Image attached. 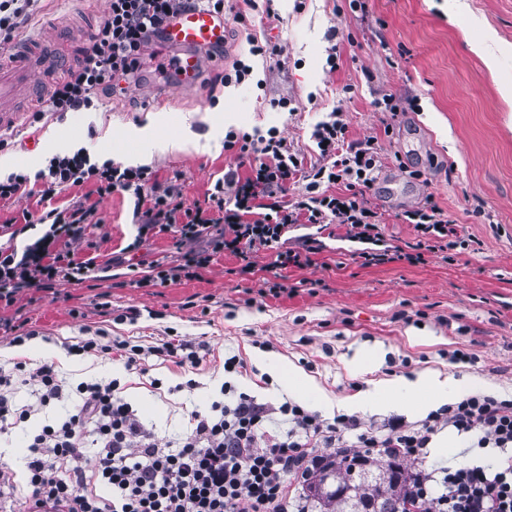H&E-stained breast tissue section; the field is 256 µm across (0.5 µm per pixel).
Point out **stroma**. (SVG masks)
I'll return each mask as SVG.
<instances>
[{
  "label": "stroma",
  "mask_w": 512,
  "mask_h": 512,
  "mask_svg": "<svg viewBox=\"0 0 512 512\" xmlns=\"http://www.w3.org/2000/svg\"><path fill=\"white\" fill-rule=\"evenodd\" d=\"M458 23H449L444 0H366L354 13L348 0H275L277 19L253 12L247 25L230 23L225 48L206 56L203 91L172 88L165 108H152L151 67H143L126 90L102 94L96 108L21 120L12 142L0 148L9 172L34 171L58 153L69 136L90 156L130 164L131 128H148L156 138L197 136L207 150L192 147L157 152L148 160L158 180L178 179L186 205L204 201L232 159L224 152L228 130L277 128L304 158L317 159L310 138L324 113L343 106L347 137H376L383 167L368 199L381 220L388 244H413L404 211L434 201L455 220L460 236L475 239L474 251L454 261L426 255L423 263L363 265L356 243L322 235L313 266L284 269L293 288L274 296L261 289L273 277L275 250L254 256L255 270L239 273L230 254L217 258L201 278L165 288L126 284V265L114 257L134 235L131 193L117 192L99 205L102 228H89L80 257L95 258L97 279L62 285L1 309L36 331L19 347L0 345V363L22 358L31 364L53 358L76 381H126L124 396L149 429L163 440L178 438L191 411H207L222 400L227 357L240 355L243 373L228 380L238 391L272 406L288 400L277 367L303 372L323 399L315 410L330 420L344 403L373 382L421 372L474 376L512 397V103L500 93L512 84V53L488 69L472 49L487 33L512 44V0H466ZM103 0H48L36 17L32 37L56 28L93 35L103 19ZM342 48L340 65L326 64L328 33ZM281 47V55L248 54L247 34ZM248 61L252 78L217 87L215 75ZM384 93L417 100L415 111L390 114L374 106ZM278 98L295 100L296 112L271 109ZM420 178H412V171ZM104 329L113 336H138L158 345L168 333L206 341L209 352L198 370L187 373L151 356L147 375H127L109 356H67L62 344ZM375 348L380 362L361 369L354 363ZM457 349L470 364H453ZM161 379L165 393L150 386Z\"/></svg>",
  "instance_id": "1"
}]
</instances>
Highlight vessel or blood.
Segmentation results:
<instances>
[{"instance_id": "vessel-or-blood-1", "label": "vessel or blood", "mask_w": 512, "mask_h": 512, "mask_svg": "<svg viewBox=\"0 0 512 512\" xmlns=\"http://www.w3.org/2000/svg\"><path fill=\"white\" fill-rule=\"evenodd\" d=\"M225 37L223 15L190 9L175 14L157 42L178 52L179 87L196 90L203 68L202 51L223 44ZM56 73V58L48 44H26L17 62L0 65V131L16 125L24 110V98L36 97Z\"/></svg>"}]
</instances>
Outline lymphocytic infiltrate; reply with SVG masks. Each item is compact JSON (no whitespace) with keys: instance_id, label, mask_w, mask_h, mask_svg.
Here are the masks:
<instances>
[{"instance_id":"obj_1","label":"lymphocytic infiltrate","mask_w":512,"mask_h":512,"mask_svg":"<svg viewBox=\"0 0 512 512\" xmlns=\"http://www.w3.org/2000/svg\"><path fill=\"white\" fill-rule=\"evenodd\" d=\"M186 8L220 12L224 0H106L83 61L53 83L33 121L49 112L90 109L101 93L131 82L163 24ZM40 9L41 0H0V57L13 55ZM346 133L342 108L317 122L311 139L319 161L307 169L277 129L229 130L224 150L236 166L216 181L204 203L191 206L185 205L180 184L159 182L149 168L110 159L98 164L81 150L53 156L35 173L11 174L0 181V199L33 197L43 212L34 222L0 225V237L7 239L0 244V303L9 307L22 296L90 280L96 262L77 258L76 248L88 226L101 225L98 205L52 204L58 192L87 182L98 198L133 193L136 232L125 254L138 252L157 234L172 236V260L136 275L139 288L199 278L221 252L240 259L244 273L253 270L254 253L267 249L276 250V266L309 267L321 249L315 231L333 225L360 243L358 256L367 265L402 259L416 264L428 253L451 259L471 247V240L458 237L454 220L433 203L402 216L418 238L412 253L387 245L367 198L381 167L375 140L350 141ZM243 166L249 169L244 176ZM300 175L307 180L303 192L286 200L289 183ZM300 226L309 227V234L289 240L290 230ZM205 348V342L180 336L147 348L103 331L64 345L70 356H118L137 374L145 373L150 354L196 369ZM22 385L32 387L35 404L17 400ZM121 390L116 379L70 383L52 360L35 368L23 359L0 366V427L27 422L40 407L70 404L64 418L30 435L21 469L0 463V495L23 500L25 512L45 507L54 512H308L307 501L289 498L290 477L309 479L332 455L353 447L368 459L415 463L401 490L432 512H512V399L474 393L430 412L417 425L395 418L365 426L347 415L328 422L289 401L272 408L243 393L232 395L227 382L222 390L230 401L213 403L206 413L192 411L182 436L163 445ZM445 429L499 454L489 465L443 468L442 489L436 492L432 474L417 465L426 458L432 435Z\"/></svg>"}]
</instances>
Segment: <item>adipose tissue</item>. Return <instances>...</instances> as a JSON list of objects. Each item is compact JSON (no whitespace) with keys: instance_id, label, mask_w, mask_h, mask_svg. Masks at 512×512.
<instances>
[{"instance_id":"ef3b65f1","label":"adipose tissue","mask_w":512,"mask_h":512,"mask_svg":"<svg viewBox=\"0 0 512 512\" xmlns=\"http://www.w3.org/2000/svg\"><path fill=\"white\" fill-rule=\"evenodd\" d=\"M478 385V380L471 377L421 373L412 381L403 379L376 384L365 395L352 398L350 404L362 409H387L402 401L412 409L422 411L447 400L452 393L471 390Z\"/></svg>"}]
</instances>
